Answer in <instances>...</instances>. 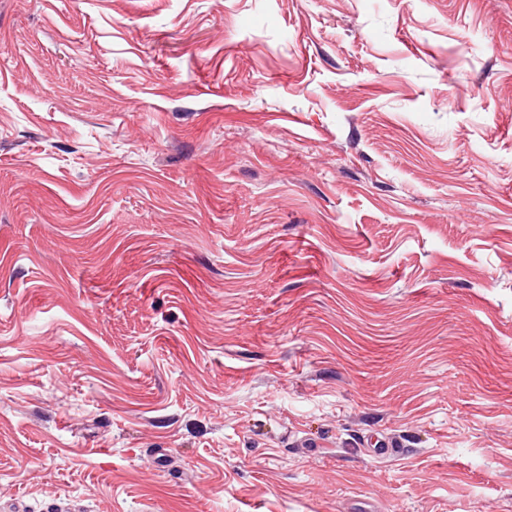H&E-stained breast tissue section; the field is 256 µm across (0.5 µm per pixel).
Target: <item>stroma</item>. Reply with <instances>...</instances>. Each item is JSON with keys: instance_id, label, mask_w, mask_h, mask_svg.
<instances>
[{"instance_id": "35a3bbf8", "label": "stroma", "mask_w": 512, "mask_h": 512, "mask_svg": "<svg viewBox=\"0 0 512 512\" xmlns=\"http://www.w3.org/2000/svg\"><path fill=\"white\" fill-rule=\"evenodd\" d=\"M63 500L512 512V0H0V506Z\"/></svg>"}]
</instances>
